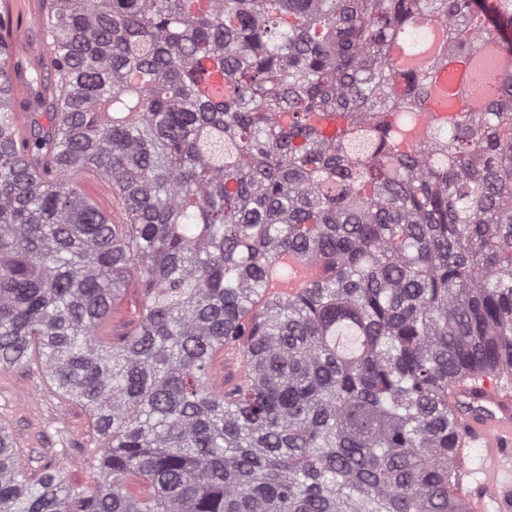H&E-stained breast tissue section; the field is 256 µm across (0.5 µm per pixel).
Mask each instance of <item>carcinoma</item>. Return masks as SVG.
Masks as SVG:
<instances>
[{
    "label": "carcinoma",
    "mask_w": 512,
    "mask_h": 512,
    "mask_svg": "<svg viewBox=\"0 0 512 512\" xmlns=\"http://www.w3.org/2000/svg\"><path fill=\"white\" fill-rule=\"evenodd\" d=\"M44 2L46 56L0 39V370L86 409L97 477L32 480L0 424V512H469L449 395L512 386V0ZM284 254L320 277L277 289Z\"/></svg>",
    "instance_id": "obj_1"
}]
</instances>
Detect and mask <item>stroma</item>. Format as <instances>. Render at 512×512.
I'll return each instance as SVG.
<instances>
[{"instance_id":"35a3bbf8","label":"stroma","mask_w":512,"mask_h":512,"mask_svg":"<svg viewBox=\"0 0 512 512\" xmlns=\"http://www.w3.org/2000/svg\"><path fill=\"white\" fill-rule=\"evenodd\" d=\"M0 423L8 428L15 448L51 462L67 484L86 485L93 472L79 450L96 437L83 408L54 391L46 374L36 369L0 373ZM71 438L63 451L62 438Z\"/></svg>"}]
</instances>
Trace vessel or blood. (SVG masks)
Here are the masks:
<instances>
[{"instance_id": "b4317fda", "label": "vessel or blood", "mask_w": 512, "mask_h": 512, "mask_svg": "<svg viewBox=\"0 0 512 512\" xmlns=\"http://www.w3.org/2000/svg\"><path fill=\"white\" fill-rule=\"evenodd\" d=\"M459 490L471 512H512V389L492 376L456 387Z\"/></svg>"}]
</instances>
